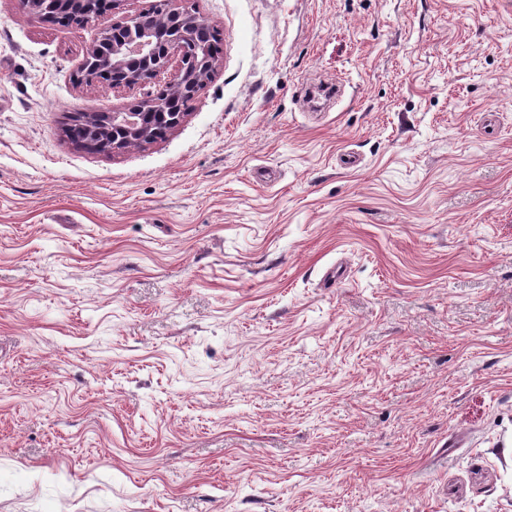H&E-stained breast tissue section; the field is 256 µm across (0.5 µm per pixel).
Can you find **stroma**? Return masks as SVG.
I'll return each instance as SVG.
<instances>
[{"mask_svg":"<svg viewBox=\"0 0 512 512\" xmlns=\"http://www.w3.org/2000/svg\"><path fill=\"white\" fill-rule=\"evenodd\" d=\"M181 124L77 148L112 23L0 0V512H512V0H182Z\"/></svg>","mask_w":512,"mask_h":512,"instance_id":"obj_1","label":"stroma"}]
</instances>
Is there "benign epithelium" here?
<instances>
[{
  "mask_svg": "<svg viewBox=\"0 0 512 512\" xmlns=\"http://www.w3.org/2000/svg\"><path fill=\"white\" fill-rule=\"evenodd\" d=\"M180 0H163L158 12V25L171 29V43L144 33L137 40L115 39L120 31L137 24L139 14H126L113 19L112 27L104 30L89 48L80 67L77 81L86 86L106 83L114 89L146 87L178 62L175 78L167 83L169 95L158 98L146 95L130 102L122 112L108 113V124L100 126V111L92 110L82 116V121L103 142V151H116L149 144L156 139L154 125L165 118L173 101L192 100L212 75L216 60L206 46L199 43L196 33L208 22L197 14L179 6ZM21 6L39 21H46L45 13L57 15L80 14L85 23H93L99 13L88 8L89 0H20Z\"/></svg>",
  "mask_w": 512,
  "mask_h": 512,
  "instance_id": "benign-epithelium-1",
  "label": "benign epithelium"
}]
</instances>
